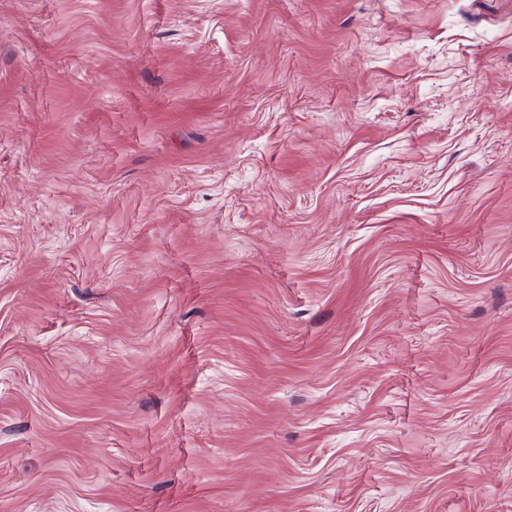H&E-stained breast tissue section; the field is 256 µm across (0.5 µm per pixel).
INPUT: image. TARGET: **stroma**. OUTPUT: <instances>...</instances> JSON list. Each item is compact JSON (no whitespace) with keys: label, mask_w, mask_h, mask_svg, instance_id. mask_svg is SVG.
Listing matches in <instances>:
<instances>
[{"label":"stroma","mask_w":512,"mask_h":512,"mask_svg":"<svg viewBox=\"0 0 512 512\" xmlns=\"http://www.w3.org/2000/svg\"><path fill=\"white\" fill-rule=\"evenodd\" d=\"M0 512H512V0H0Z\"/></svg>","instance_id":"35a3bbf8"}]
</instances>
